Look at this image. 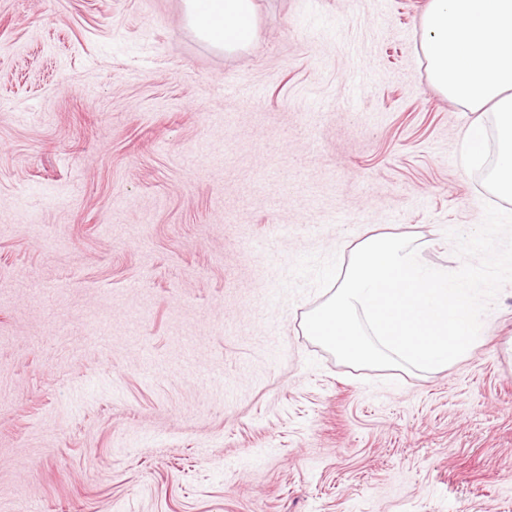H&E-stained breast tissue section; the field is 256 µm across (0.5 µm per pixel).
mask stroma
<instances>
[{
	"instance_id": "obj_1",
	"label": "stroma",
	"mask_w": 512,
	"mask_h": 512,
	"mask_svg": "<svg viewBox=\"0 0 512 512\" xmlns=\"http://www.w3.org/2000/svg\"><path fill=\"white\" fill-rule=\"evenodd\" d=\"M0 0V512H512V282L437 373L304 335V254L494 197L432 85L428 0ZM195 35L227 53L245 50L256 35L254 0H183Z\"/></svg>"
}]
</instances>
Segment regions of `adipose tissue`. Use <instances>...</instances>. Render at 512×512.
I'll list each match as a JSON object with an SVG mask.
<instances>
[{
	"label": "adipose tissue",
	"mask_w": 512,
	"mask_h": 512,
	"mask_svg": "<svg viewBox=\"0 0 512 512\" xmlns=\"http://www.w3.org/2000/svg\"><path fill=\"white\" fill-rule=\"evenodd\" d=\"M195 35L227 53L245 50L256 35L255 0H183Z\"/></svg>",
	"instance_id": "1"
}]
</instances>
